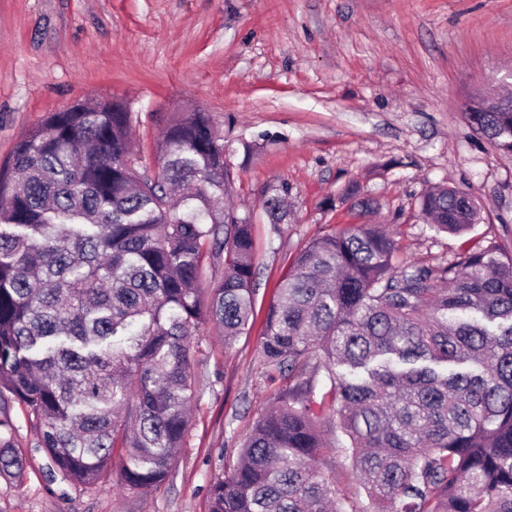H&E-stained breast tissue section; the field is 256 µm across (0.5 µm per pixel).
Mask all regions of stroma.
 I'll use <instances>...</instances> for the list:
<instances>
[{
    "label": "stroma",
    "mask_w": 512,
    "mask_h": 512,
    "mask_svg": "<svg viewBox=\"0 0 512 512\" xmlns=\"http://www.w3.org/2000/svg\"><path fill=\"white\" fill-rule=\"evenodd\" d=\"M493 85L512 91V0H0V166L48 113L88 98L126 104L149 166L176 113L207 112L233 202L253 215L258 283L245 334L228 345L212 328L196 349L190 429L160 489H124L113 469L97 488L73 484L8 400L24 475L0 476V512H210L211 483L288 386L258 339L300 249L364 222L388 225L398 262L418 267L475 241L512 243V156L467 118ZM438 184L471 192L482 223L432 230L420 199ZM282 190L293 215L276 233L262 201ZM361 200L374 212L361 215ZM324 439L331 489L367 505L340 430Z\"/></svg>",
    "instance_id": "1"
}]
</instances>
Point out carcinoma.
Here are the masks:
<instances>
[{"label": "carcinoma", "instance_id": "cac0c4a2", "mask_svg": "<svg viewBox=\"0 0 512 512\" xmlns=\"http://www.w3.org/2000/svg\"><path fill=\"white\" fill-rule=\"evenodd\" d=\"M468 118L512 154L511 96L478 99ZM232 185L208 113H179L152 172L112 101L49 113L0 168V399L29 411L69 481L96 487L115 462L124 488L169 480L193 344L211 326L232 343L255 301L253 217L224 206ZM420 205L438 231L481 221L454 187ZM264 208L281 231L282 195ZM396 253L382 225L358 224L296 255L259 339L292 385L211 483L210 512H357L315 468L327 400L370 512H512V246L435 269ZM21 472L0 437V475Z\"/></svg>", "mask_w": 512, "mask_h": 512}]
</instances>
